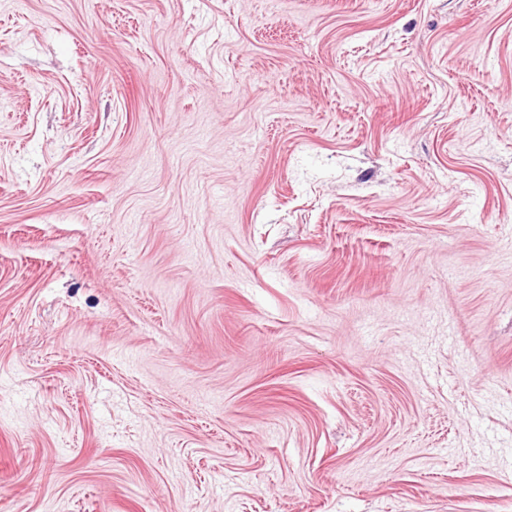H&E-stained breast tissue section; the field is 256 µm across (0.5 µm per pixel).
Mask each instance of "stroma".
Here are the masks:
<instances>
[{
	"label": "stroma",
	"instance_id": "35a3bbf8",
	"mask_svg": "<svg viewBox=\"0 0 512 512\" xmlns=\"http://www.w3.org/2000/svg\"><path fill=\"white\" fill-rule=\"evenodd\" d=\"M0 512H512V0H0Z\"/></svg>",
	"mask_w": 512,
	"mask_h": 512
}]
</instances>
